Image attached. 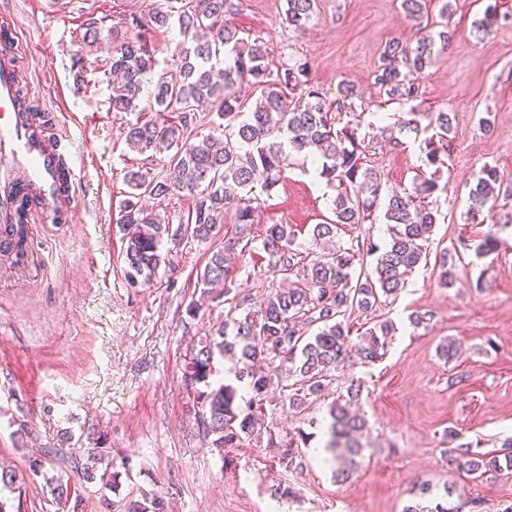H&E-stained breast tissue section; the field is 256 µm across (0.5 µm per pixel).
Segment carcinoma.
Here are the masks:
<instances>
[{
    "mask_svg": "<svg viewBox=\"0 0 512 512\" xmlns=\"http://www.w3.org/2000/svg\"><path fill=\"white\" fill-rule=\"evenodd\" d=\"M318 0H286L285 20L298 31L305 29L317 9ZM234 11L233 0H169L165 9L153 12L152 29L177 27L181 41L174 52L175 68L156 70V60L147 40L126 31L103 30L91 19L85 24L83 39L90 44L107 39L111 43L107 60L112 81V110H138L144 84L154 86L150 111L157 118L127 127L125 141L139 153L167 154L172 172L150 177L129 171L130 188L120 205L119 231L125 245L124 276L132 288L147 285L156 277L167 257L161 252L164 237L192 242L211 240L219 233L225 205L235 204V235L213 251L197 273L200 298L186 307L189 321L197 319L206 303L220 298L229 308L224 321L203 336L189 351L183 368V384L191 387L188 403L200 420L199 434L217 450L222 467L233 463L228 449L252 440L258 421L269 402L270 387L280 385L279 402L300 414L311 398L322 395L332 384L336 369L356 355L372 365L387 354L388 339L394 331L389 321L375 323L351 338L348 313L367 312L381 296L398 294L406 277L422 261L424 246L438 223L437 211L426 203L437 189V180L422 178L411 186L381 196L380 172L367 160L365 139L359 136L360 123H341V114L353 111L354 103L331 107L309 77L307 62L294 60L271 69L266 50L240 36L237 28L225 23ZM442 21L420 28L416 45L391 41L380 55L375 83L391 100L409 102L418 95L414 75L424 71L434 56L446 49L448 4L439 10ZM249 83L260 90L250 107L236 88ZM211 105L224 128V135L195 133L198 108ZM439 140L449 138L452 126L446 112L430 120ZM296 154L318 165L319 175L336 191L331 199L335 219L316 224L310 232L313 258L305 260L295 248V231L287 224H267L259 237L262 249L274 259L284 275L302 272V284L292 288H268L263 293L260 316L240 318L237 312L251 301L240 296L226 254L251 249L253 224L261 206L260 196L270 194L284 179L288 157ZM501 178L492 166H484L470 188L466 215L476 222L484 211H492L499 196ZM181 194L191 199L186 223L174 230L160 211L143 204L147 198L162 202ZM384 200L383 220L389 238L378 244L371 238L356 239L344 246L336 242L338 230L377 219V201ZM497 231L487 233L476 248L486 257L499 251ZM375 255L373 273L356 272V257ZM439 278L444 286L455 282L454 266L448 252L439 256ZM235 363L234 376L213 380L217 360ZM361 384L351 381L346 393L329 405L330 423L325 432L324 462L336 464V479L347 481L360 465L363 445L359 436L366 420L352 412ZM309 434L297 429L295 437L284 441L268 433L267 446L282 449L281 459L293 464L300 445ZM107 438L98 435L88 449L89 462L76 466L83 482L118 484V473H97L105 459ZM453 463L474 480L487 473L512 469V453L496 451L475 455L467 443L455 448ZM26 474L16 470L0 472V492L18 489ZM83 482L68 474L47 479L52 503L61 512H77L83 501ZM452 494L444 486V496L434 495L429 483L419 485L417 501L403 512H465L477 502L448 504ZM124 512H167L160 496L145 495L127 504Z\"/></svg>",
    "mask_w": 512,
    "mask_h": 512,
    "instance_id": "cac0c4a2",
    "label": "carcinoma"
}]
</instances>
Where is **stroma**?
<instances>
[{"label": "stroma", "instance_id": "obj_1", "mask_svg": "<svg viewBox=\"0 0 512 512\" xmlns=\"http://www.w3.org/2000/svg\"><path fill=\"white\" fill-rule=\"evenodd\" d=\"M496 1L503 18L484 29L479 22L489 0H448L451 44L417 74L418 96L406 105L388 100L374 79L387 43L418 38V23L401 0H319L303 33L286 23L285 0H235L229 24L266 47L274 62L307 60L327 103L343 101L353 86L360 132L371 137L384 190L435 176L441 216L405 289L349 315L355 337L377 322L394 324L385 358L373 366L348 361L306 414L268 405L254 441L231 449L234 463L225 469L199 435L182 384L195 335L224 313L213 302L193 324L185 322L188 303L199 297L196 274L224 240H164L169 265L150 284L127 285L116 226L128 190L124 176L132 169L160 173L166 159L127 148V126L150 114L112 111L106 46L82 40L88 18L127 30L166 0H0V13L15 14L22 31L13 63L36 110L71 115L57 130L75 142L80 171L75 223L29 225L35 250L25 265L14 269L0 260V464L26 472L30 460L45 459L20 491L5 493L8 512H56L46 481L86 459L92 432L106 435L120 484H90L83 512H113L144 493L169 500L172 512H403L421 481L438 492L453 486L481 512H503L512 503L511 472L475 481L449 462L453 433L477 453L512 437V195L499 197L494 210L505 226L498 253L477 257L487 227L465 220L469 190L484 165L512 185V0ZM411 111L419 135L370 134L374 114L394 128ZM439 111L455 122L435 173L419 140L432 136L429 118ZM333 195L315 166H290L262 196L258 222L291 225L298 244L308 247L313 226L333 218ZM443 252L455 266L450 287L439 283ZM233 276L240 294L255 299L282 281L259 247L239 258ZM417 314L422 324L411 323ZM448 343L457 352L447 359L441 348ZM353 379L363 383L358 406L371 431L352 478L334 481L330 465L314 460L282 465L267 446L268 431H297L308 416L326 419L328 405ZM19 416L29 428L22 440L15 433ZM277 483L291 487L293 497L272 499Z\"/></svg>", "mask_w": 512, "mask_h": 512}]
</instances>
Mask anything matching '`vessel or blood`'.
<instances>
[{
  "label": "vessel or blood",
  "mask_w": 512,
  "mask_h": 512,
  "mask_svg": "<svg viewBox=\"0 0 512 512\" xmlns=\"http://www.w3.org/2000/svg\"><path fill=\"white\" fill-rule=\"evenodd\" d=\"M17 26L0 29V253L13 251L10 232L41 221L70 224L79 175L67 140L45 132V115L32 112L31 95L11 61Z\"/></svg>",
  "instance_id": "1"
}]
</instances>
